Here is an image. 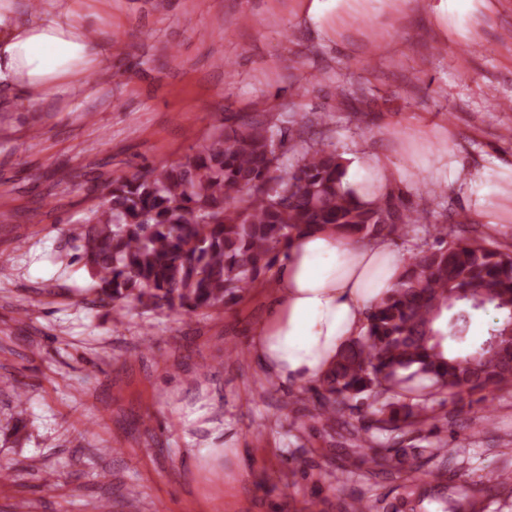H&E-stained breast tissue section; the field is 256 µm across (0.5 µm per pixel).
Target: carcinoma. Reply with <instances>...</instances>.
Segmentation results:
<instances>
[{"instance_id":"obj_1","label":"carcinoma","mask_w":512,"mask_h":512,"mask_svg":"<svg viewBox=\"0 0 512 512\" xmlns=\"http://www.w3.org/2000/svg\"><path fill=\"white\" fill-rule=\"evenodd\" d=\"M284 140L244 112L175 165L112 178L76 235L101 306L135 304L182 316L235 303L277 263L295 233L329 228L354 243L408 234L427 214L403 194L361 199L331 143L283 160ZM406 260L396 288L367 309L365 331L312 387L318 415L336 421L365 411L354 429V469L402 481L423 472L392 434H419L433 420L434 390L457 396L512 386V252L483 238H450ZM499 317L470 335L477 312Z\"/></svg>"}]
</instances>
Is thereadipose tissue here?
Wrapping results in <instances>:
<instances>
[{
  "label": "adipose tissue",
  "instance_id": "ef3b65f1",
  "mask_svg": "<svg viewBox=\"0 0 512 512\" xmlns=\"http://www.w3.org/2000/svg\"><path fill=\"white\" fill-rule=\"evenodd\" d=\"M111 61L103 41L88 36L79 0H44L29 12L0 0V90L18 94L25 111H44L56 95H89V75ZM403 269L382 241L360 247L329 229L294 236L273 276L268 316L253 330V355L279 383L320 379Z\"/></svg>",
  "mask_w": 512,
  "mask_h": 512
}]
</instances>
